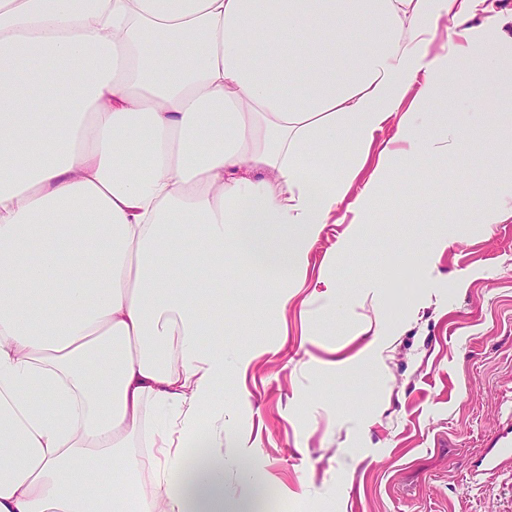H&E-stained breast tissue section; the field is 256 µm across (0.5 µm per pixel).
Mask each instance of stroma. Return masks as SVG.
I'll list each match as a JSON object with an SVG mask.
<instances>
[{"label":"stroma","mask_w":512,"mask_h":512,"mask_svg":"<svg viewBox=\"0 0 512 512\" xmlns=\"http://www.w3.org/2000/svg\"><path fill=\"white\" fill-rule=\"evenodd\" d=\"M448 203L465 223L444 225L432 172L408 167L386 189L377 224H333L311 251L310 280L327 272L343 306L294 298L279 330L233 332L248 289L227 286L224 484L241 489L247 454L279 512H512V470L470 479L467 470L512 404V219L483 222L494 198L476 189L489 162L450 157ZM448 236L426 272L385 259Z\"/></svg>","instance_id":"obj_1"}]
</instances>
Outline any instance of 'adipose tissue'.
<instances>
[{
    "label": "adipose tissue",
    "instance_id": "adipose-tissue-1",
    "mask_svg": "<svg viewBox=\"0 0 512 512\" xmlns=\"http://www.w3.org/2000/svg\"><path fill=\"white\" fill-rule=\"evenodd\" d=\"M486 2L0 0V512H263L224 488V285L277 329L397 168L447 182L466 130L512 176V115L459 109L512 55L435 40Z\"/></svg>",
    "mask_w": 512,
    "mask_h": 512
}]
</instances>
